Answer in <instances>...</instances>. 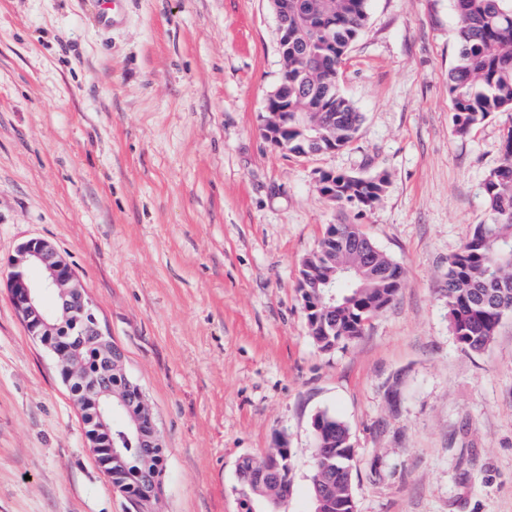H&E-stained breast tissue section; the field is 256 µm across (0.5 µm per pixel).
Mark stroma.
I'll return each mask as SVG.
<instances>
[{
	"mask_svg": "<svg viewBox=\"0 0 512 512\" xmlns=\"http://www.w3.org/2000/svg\"><path fill=\"white\" fill-rule=\"evenodd\" d=\"M0 0V512H129L52 354L7 293L51 242L124 353L165 451L157 512L244 506L237 464L288 448L287 512H312V422L348 427L356 512H512V315L463 350L448 259L488 219L512 116L452 125V0H369L340 86L347 146L283 154L262 135L282 59L269 0ZM385 173L378 204L332 205L319 172ZM356 224L404 269L362 336L323 351L298 268Z\"/></svg>",
	"mask_w": 512,
	"mask_h": 512,
	"instance_id": "obj_1",
	"label": "stroma"
}]
</instances>
